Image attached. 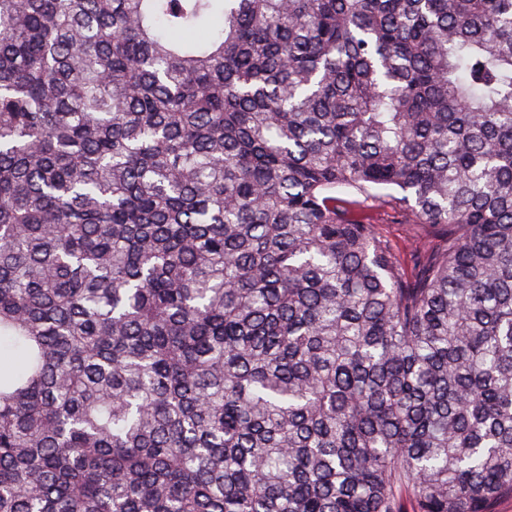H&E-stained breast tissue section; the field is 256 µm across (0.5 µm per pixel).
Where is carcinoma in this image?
I'll return each mask as SVG.
<instances>
[{
	"instance_id": "cac0c4a2",
	"label": "carcinoma",
	"mask_w": 512,
	"mask_h": 512,
	"mask_svg": "<svg viewBox=\"0 0 512 512\" xmlns=\"http://www.w3.org/2000/svg\"><path fill=\"white\" fill-rule=\"evenodd\" d=\"M511 498L512 0H0V512ZM369 204L372 206L369 214L373 217L374 224H378L381 235L401 255H405L407 249L412 246L415 236L423 239L430 237V229L415 224H404L400 217L393 216L388 207L378 205L375 201Z\"/></svg>"
}]
</instances>
